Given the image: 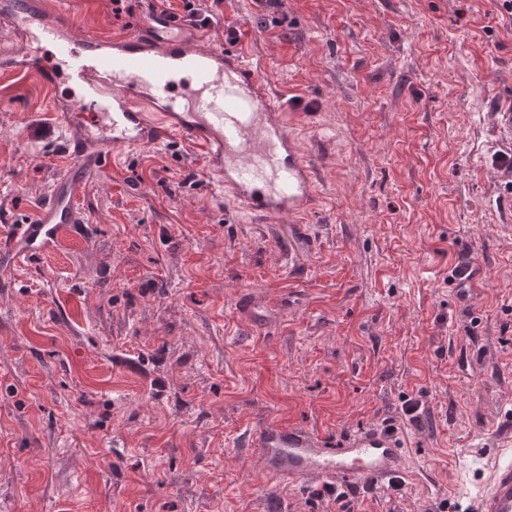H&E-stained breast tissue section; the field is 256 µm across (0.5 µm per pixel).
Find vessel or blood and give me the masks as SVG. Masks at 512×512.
Instances as JSON below:
<instances>
[{"label": "vessel or blood", "instance_id": "b4317fda", "mask_svg": "<svg viewBox=\"0 0 512 512\" xmlns=\"http://www.w3.org/2000/svg\"><path fill=\"white\" fill-rule=\"evenodd\" d=\"M1 25L23 45L19 52L0 47L1 75L31 77L52 91L63 72L84 91L60 114L79 135L66 141L69 164L23 226L15 264L82 223L77 201L88 169L106 167L117 149L164 139L204 155L218 186L254 217L297 220L310 209L313 170L288 131L283 102L257 66L212 43L207 27L153 14L133 34L110 40L93 29L74 30L65 12L48 14L43 0H0ZM44 42L53 45L56 65L41 61ZM250 445L265 475L295 485L346 479L382 488L407 466L403 437L378 427L328 448L304 428L268 423ZM496 455L466 512H512V448Z\"/></svg>", "mask_w": 512, "mask_h": 512}]
</instances>
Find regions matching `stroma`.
Returning <instances> with one entry per match:
<instances>
[{
    "label": "stroma",
    "mask_w": 512,
    "mask_h": 512,
    "mask_svg": "<svg viewBox=\"0 0 512 512\" xmlns=\"http://www.w3.org/2000/svg\"><path fill=\"white\" fill-rule=\"evenodd\" d=\"M134 32L158 0H48ZM213 39L261 59L320 175L310 240L253 222L181 145L90 170L84 223L0 283V512H452L512 426V15L499 0H227ZM0 76V265L72 129ZM486 271L471 302L452 270ZM414 414H407L408 405ZM341 442L399 425L400 487L259 471L263 423Z\"/></svg>",
    "instance_id": "35a3bbf8"
}]
</instances>
